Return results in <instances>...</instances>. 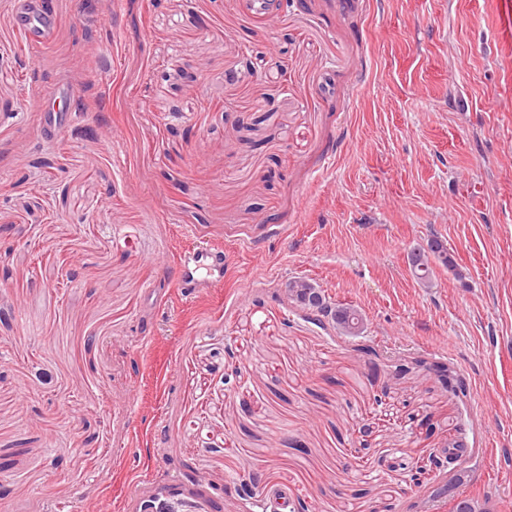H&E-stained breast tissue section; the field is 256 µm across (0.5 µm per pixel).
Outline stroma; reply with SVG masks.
Returning <instances> with one entry per match:
<instances>
[{
    "label": "stroma",
    "mask_w": 512,
    "mask_h": 512,
    "mask_svg": "<svg viewBox=\"0 0 512 512\" xmlns=\"http://www.w3.org/2000/svg\"><path fill=\"white\" fill-rule=\"evenodd\" d=\"M50 2L0 0V512H512V0ZM27 10V24L33 35L34 44H47L52 39L56 26L44 0H29ZM437 244V249H432L428 255L423 256L422 263L424 267L421 269L413 268L415 277L424 285L431 281L437 267L448 269L458 278L464 276L463 271L458 268V265L448 249L438 242ZM342 308H333L327 302L326 305H317L314 307V313L317 315H321L323 317H327L333 320L336 323V328L339 329L345 335H357L360 332H356L354 327L352 326L354 316L359 315L361 317V313L353 308L347 306H340ZM362 322L363 318L361 317Z\"/></svg>",
    "instance_id": "obj_1"
}]
</instances>
